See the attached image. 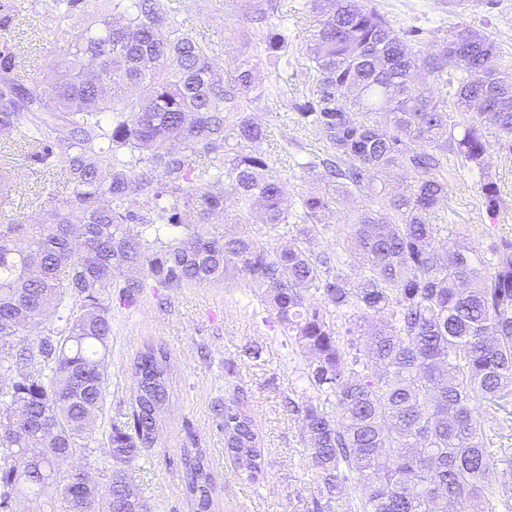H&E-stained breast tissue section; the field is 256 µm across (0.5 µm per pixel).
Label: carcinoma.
<instances>
[{
	"mask_svg": "<svg viewBox=\"0 0 512 512\" xmlns=\"http://www.w3.org/2000/svg\"><path fill=\"white\" fill-rule=\"evenodd\" d=\"M322 15L297 122L323 143L301 168L336 179L333 192L290 195L256 149L267 130L252 104V55L214 69L207 47L167 0H47L67 43L51 83L23 79L0 42V145L63 177L39 224H0V505L26 498L34 512H72L63 448L85 443L106 401L112 317L103 297L131 304L148 283L180 288L239 280L305 361L315 396L288 399L318 475L305 512H496L504 481L489 475L481 403L512 388V241L492 258L446 224L448 162L481 171L489 216L500 188L484 171L493 135L512 154V72L499 45L467 24L418 43L370 0H310ZM253 24L244 46L275 57L288 48L278 0H240ZM400 172L408 190L388 191ZM369 204L346 216L325 250L313 242L355 193ZM139 200V209L129 206ZM232 208L216 237L210 217ZM292 223L285 244L273 233ZM248 224L259 226L253 232ZM448 235L441 252L436 240ZM53 313L59 335H19ZM170 354L138 352L132 412L105 434L106 482L87 478L86 512H138L147 504L127 467L156 438L169 397ZM26 426L13 424L15 410ZM235 474L256 479L261 440L237 397L224 403ZM186 493L210 512L213 477L203 449L181 454Z\"/></svg>",
	"mask_w": 512,
	"mask_h": 512,
	"instance_id": "cac0c4a2",
	"label": "carcinoma"
}]
</instances>
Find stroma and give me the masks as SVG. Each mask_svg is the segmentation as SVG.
Segmentation results:
<instances>
[{
	"instance_id": "stroma-1",
	"label": "stroma",
	"mask_w": 512,
	"mask_h": 512,
	"mask_svg": "<svg viewBox=\"0 0 512 512\" xmlns=\"http://www.w3.org/2000/svg\"><path fill=\"white\" fill-rule=\"evenodd\" d=\"M305 0H283V23L290 35L288 65L258 55L259 83L280 74L281 94L256 102L254 114L268 136L261 150L275 159V172L295 194L327 191L324 179L303 173L297 163L306 152L319 150L311 129L293 120L291 103L305 90L306 41L318 26V16ZM395 26L427 31L425 50H434L435 31L465 22L495 40L503 53H512V0H474L467 11L452 13L447 0H375ZM186 29L211 49L216 66L225 67L238 54L250 25L235 0H173ZM43 0H28L26 13L8 17L5 34L16 47L20 73L54 78V64L66 53L56 41ZM5 180L8 203L0 205V224H37L41 206L61 195V177L43 174L24 158L12 161ZM486 170L496 178L503 199L497 220H490L479 203L477 173L453 169L448 177L449 223L489 253L493 244L512 239V155L489 145ZM112 310V338L107 359L108 385L104 414L91 443V456H76L75 466L98 480L110 474L112 461L102 446L104 429L126 421L135 390L133 361L147 344L164 346L173 369L170 400L158 422L157 439L132 463L133 484L150 512H195L182 479L181 451L201 448L215 477L211 512H301L314 490L316 475L308 466L301 424L284 409V400L307 388L303 358L293 352L270 313L253 301L248 289L235 282L188 285L174 290H146L136 303L120 305L105 297ZM263 346L260 358L248 357L246 347ZM240 391L263 440L266 465L256 481L234 475L233 458L224 446L216 412L225 397ZM487 420L486 446L498 470H512V394L481 409Z\"/></svg>"
}]
</instances>
